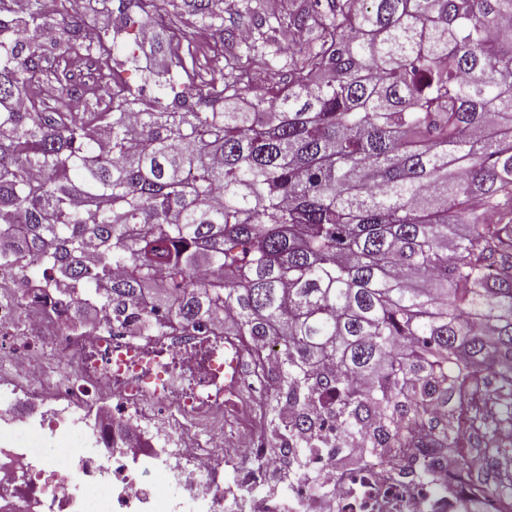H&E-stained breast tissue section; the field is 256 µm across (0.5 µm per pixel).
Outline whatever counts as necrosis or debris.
Segmentation results:
<instances>
[{
    "mask_svg": "<svg viewBox=\"0 0 512 512\" xmlns=\"http://www.w3.org/2000/svg\"><path fill=\"white\" fill-rule=\"evenodd\" d=\"M221 342L236 362L200 350ZM268 344L206 321L162 336L87 321L54 295L0 298V512H458L478 487L440 453L413 474L412 448L336 445L324 421L311 448L285 449L265 416L294 417L272 382ZM158 478L144 486L143 476Z\"/></svg>",
    "mask_w": 512,
    "mask_h": 512,
    "instance_id": "obj_1",
    "label": "necrosis or debris"
}]
</instances>
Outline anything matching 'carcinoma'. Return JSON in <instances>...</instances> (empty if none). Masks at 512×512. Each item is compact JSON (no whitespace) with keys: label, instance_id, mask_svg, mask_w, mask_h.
<instances>
[{"label":"carcinoma","instance_id":"carcinoma-1","mask_svg":"<svg viewBox=\"0 0 512 512\" xmlns=\"http://www.w3.org/2000/svg\"><path fill=\"white\" fill-rule=\"evenodd\" d=\"M90 31L61 4L0 14V101L82 59L135 58L158 0H97ZM222 0H182L218 43ZM258 43L174 96L122 97L98 78L99 112H0V275L69 285L77 311L108 309L142 336L224 321L281 345L277 379L309 447L336 442L495 460L494 512H512V0H299L283 18L248 6ZM288 84L276 111L243 108L276 35ZM138 108L129 115L127 111ZM93 249L98 279L81 256ZM152 307L141 311L145 298Z\"/></svg>","mask_w":512,"mask_h":512}]
</instances>
